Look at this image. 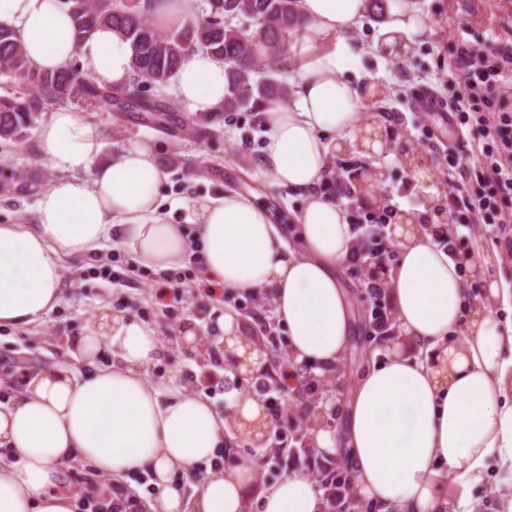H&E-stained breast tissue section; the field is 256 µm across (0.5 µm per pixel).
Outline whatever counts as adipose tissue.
I'll return each mask as SVG.
<instances>
[{
	"label": "adipose tissue",
	"mask_w": 512,
	"mask_h": 512,
	"mask_svg": "<svg viewBox=\"0 0 512 512\" xmlns=\"http://www.w3.org/2000/svg\"><path fill=\"white\" fill-rule=\"evenodd\" d=\"M385 47L423 34L413 0H387ZM305 56L294 86V107H267L263 167L282 187L306 192L308 202L290 229L275 224L258 197L226 192L197 205L194 234L160 213L163 169L153 147L137 145L117 161L100 157L97 130L71 111L54 113L40 133L43 157L89 171L62 178L40 194L31 224H0V328L42 321L63 299V261L116 242L146 268L166 270L199 252L203 280L228 292L269 294L288 330L294 365L315 372L336 368L354 328L353 311L336 270L356 247L338 203L316 193L331 153L346 145L382 151L377 125L362 126L364 99L342 73L357 60L349 32L368 0H297ZM0 25L14 29L29 62L60 69L81 56L86 69L112 86L127 85L131 51L122 34L99 28L74 40L69 12L58 0H0ZM332 40L330 51L317 43ZM224 65L209 52H190L175 78V93L192 111L207 114L224 103ZM293 235L299 250L285 242ZM397 260L386 270L385 298L396 333L378 343L341 424L317 428L311 445L336 458L352 478L346 495L375 512H445L449 475L482 481L496 460L512 484V319L492 301L512 305V289L492 282L488 302L469 298L464 276L472 254L449 258L420 215L399 214L393 224ZM212 354H247L261 365L260 344H245L235 314L217 317L207 337ZM162 345L153 324L110 309L94 313L71 339L66 360L0 375V512H78L84 486L65 471L86 465L105 478L110 512L126 499L130 476L149 473L141 512H243L255 476L253 459L235 469L217 466L229 431L262 416L249 395L219 413L203 395L156 380L151 367ZM200 483H186L198 467ZM258 512H322L321 493L304 472L266 485Z\"/></svg>",
	"instance_id": "ef3b65f1"
}]
</instances>
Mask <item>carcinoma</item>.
<instances>
[{"instance_id":"carcinoma-1","label":"carcinoma","mask_w":512,"mask_h":512,"mask_svg":"<svg viewBox=\"0 0 512 512\" xmlns=\"http://www.w3.org/2000/svg\"><path fill=\"white\" fill-rule=\"evenodd\" d=\"M74 23L77 44L98 28L120 29L130 43L134 76L155 87L165 86L190 51L202 49L224 63L228 85L224 105L246 107L257 101L276 104L288 98V88L272 80L256 81L264 60L299 33L295 0H209L207 18L181 29L158 32L149 17L147 0H60ZM238 24L225 23V19ZM0 72L18 83V90L0 97V142L23 139L49 103H87L142 113L141 120L169 129L170 109L142 98L139 86L106 85L80 74L68 63L54 72H41L28 61L15 30L0 26Z\"/></svg>"}]
</instances>
